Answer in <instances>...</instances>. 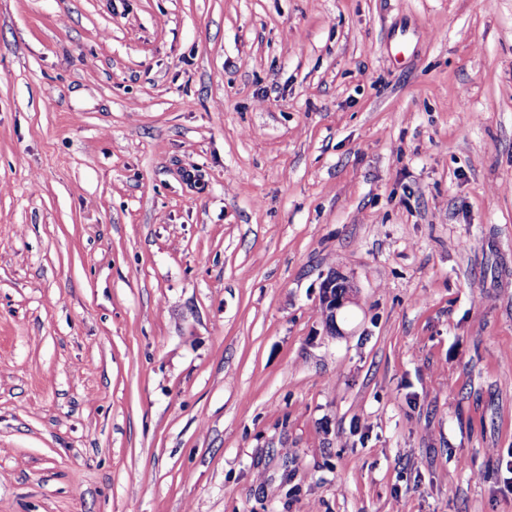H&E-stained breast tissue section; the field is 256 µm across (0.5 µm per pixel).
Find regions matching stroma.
Here are the masks:
<instances>
[{
	"label": "stroma",
	"instance_id": "1",
	"mask_svg": "<svg viewBox=\"0 0 512 512\" xmlns=\"http://www.w3.org/2000/svg\"><path fill=\"white\" fill-rule=\"evenodd\" d=\"M0 512H512V0H0ZM336 284H342L345 291L342 292L339 289L341 287L336 286ZM334 286H336L335 295L331 292V288H334ZM352 288L354 286L349 279L340 274H332L323 281L321 285V304L326 312L327 319L332 325L336 324L338 311L352 300Z\"/></svg>",
	"mask_w": 512,
	"mask_h": 512
}]
</instances>
